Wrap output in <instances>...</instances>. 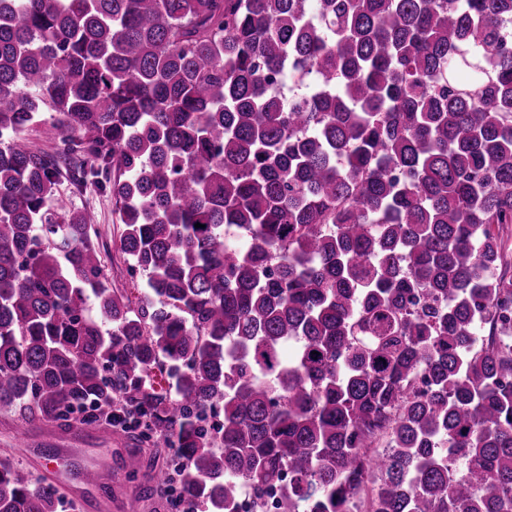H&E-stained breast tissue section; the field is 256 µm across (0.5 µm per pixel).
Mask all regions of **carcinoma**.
I'll list each match as a JSON object with an SVG mask.
<instances>
[{"label":"carcinoma","mask_w":512,"mask_h":512,"mask_svg":"<svg viewBox=\"0 0 512 512\" xmlns=\"http://www.w3.org/2000/svg\"><path fill=\"white\" fill-rule=\"evenodd\" d=\"M508 21L512 0H0V407L62 431L120 408L178 460L128 453L143 501L178 482L237 512L244 482L258 506L282 485L279 512L368 486L366 512H512ZM47 118L55 155L20 137ZM63 177L111 187L137 293ZM60 500L0 458V512Z\"/></svg>","instance_id":"1"}]
</instances>
